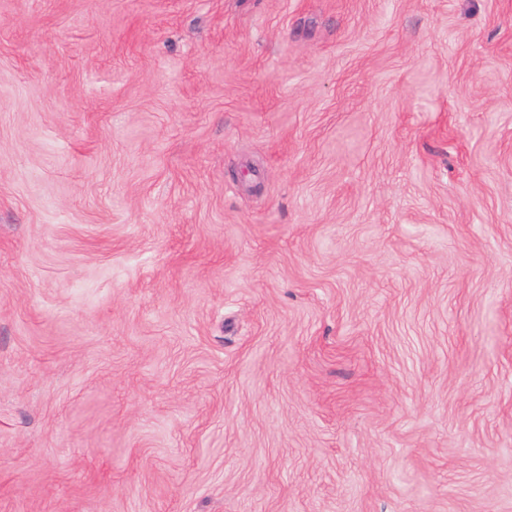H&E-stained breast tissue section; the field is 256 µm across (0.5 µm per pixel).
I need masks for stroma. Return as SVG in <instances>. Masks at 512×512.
Masks as SVG:
<instances>
[{"label":"stroma","instance_id":"1","mask_svg":"<svg viewBox=\"0 0 512 512\" xmlns=\"http://www.w3.org/2000/svg\"><path fill=\"white\" fill-rule=\"evenodd\" d=\"M0 512H512V0H0Z\"/></svg>","mask_w":512,"mask_h":512}]
</instances>
